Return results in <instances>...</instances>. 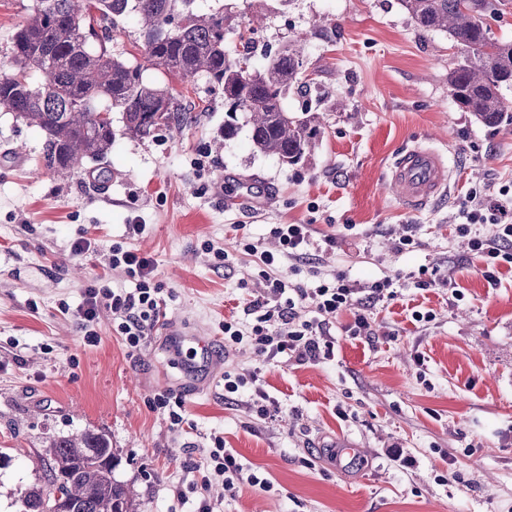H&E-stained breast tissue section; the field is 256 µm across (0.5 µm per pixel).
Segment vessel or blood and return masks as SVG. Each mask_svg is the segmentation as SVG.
Returning a JSON list of instances; mask_svg holds the SVG:
<instances>
[{"label": "vessel or blood", "mask_w": 512, "mask_h": 512, "mask_svg": "<svg viewBox=\"0 0 512 512\" xmlns=\"http://www.w3.org/2000/svg\"><path fill=\"white\" fill-rule=\"evenodd\" d=\"M386 178L403 206L419 211L445 193L448 159L440 149L417 143L395 157Z\"/></svg>", "instance_id": "vessel-or-blood-1"}]
</instances>
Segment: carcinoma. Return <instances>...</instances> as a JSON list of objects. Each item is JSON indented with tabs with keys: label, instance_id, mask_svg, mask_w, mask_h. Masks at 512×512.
<instances>
[{
	"label": "carcinoma",
	"instance_id": "obj_1",
	"mask_svg": "<svg viewBox=\"0 0 512 512\" xmlns=\"http://www.w3.org/2000/svg\"><path fill=\"white\" fill-rule=\"evenodd\" d=\"M424 32H444L464 49L448 69L455 105L489 127L512 126L503 90L512 88V39L495 37L482 16L503 0H399ZM128 15L139 27L144 64L129 65L108 46L110 32ZM180 20L174 24V20ZM255 28L222 9L202 13L196 0H34L17 25L11 70L0 74V105L38 131L44 166L64 178L85 160L112 152V113L125 133L140 139L159 131L180 134L191 123L180 99L143 78L146 69L183 79L204 75L224 100L223 138L250 126L254 148L281 164L305 162L321 137L314 109L296 116L284 107L293 88L310 87L304 68L306 38L253 64ZM235 32L237 56L224 49ZM44 485L21 490V512H135L131 486L115 479L117 457L105 434L84 430L52 441Z\"/></svg>",
	"mask_w": 512,
	"mask_h": 512
}]
</instances>
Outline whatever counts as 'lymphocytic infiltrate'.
Masks as SVG:
<instances>
[{
    "label": "lymphocytic infiltrate",
    "mask_w": 512,
    "mask_h": 512,
    "mask_svg": "<svg viewBox=\"0 0 512 512\" xmlns=\"http://www.w3.org/2000/svg\"><path fill=\"white\" fill-rule=\"evenodd\" d=\"M461 221L459 233H469L471 225L492 224L496 235L491 239L473 238L471 249L484 261L485 275L494 278L500 263L512 265V222L508 221L507 209L501 203L483 202L477 205L462 202L459 206ZM109 263L112 267L125 268L138 284L133 291L111 290L89 284L84 291V300L77 310V316L84 332L83 339L93 345L98 334L93 324L100 307L111 309L118 320L117 330L131 349H138L149 331L166 316L164 302L160 296L161 287L155 284L156 265L152 258L141 255L137 250L119 244L109 250ZM392 286L391 279L384 278L367 284L347 280L344 274H337L335 285L321 284L312 289H296L292 298L285 303L269 304L266 301L251 302L248 312L254 317L250 330H243L236 320L224 322L221 331L224 344L228 347L246 345L267 354L268 358L281 355L296 360L318 361L330 358L334 344L327 340L331 318L349 310L353 321L346 327L349 335L369 336L371 324L363 309L368 301L383 299ZM312 299L318 316L312 320L300 319L296 312L297 300ZM248 390L253 394L252 405L263 416L275 412L277 405L265 388L262 368L247 371H228L224 374V391L236 394ZM211 471L200 472L192 486L199 501L194 512H211L208 491L211 473L224 478V492L235 495L242 484L271 490L268 479L258 477L252 470L244 468L234 449L225 447L223 437H215L214 447L209 453Z\"/></svg>",
    "instance_id": "lymphocytic-infiltrate-1"
}]
</instances>
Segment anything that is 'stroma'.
Instances as JSON below:
<instances>
[{"mask_svg":"<svg viewBox=\"0 0 512 512\" xmlns=\"http://www.w3.org/2000/svg\"><path fill=\"white\" fill-rule=\"evenodd\" d=\"M197 5L264 15L255 40L274 53L307 36L311 93L326 99L323 137L307 161L283 166L254 149L248 125L220 141L224 100L205 77L150 69L144 79L172 89L194 121L179 135L138 139L113 113L104 190L90 160L65 179L46 172L40 134L0 105V452L11 458L0 468V512H20L19 492L41 480L38 457L54 437L85 429L109 438L114 476L132 485L138 512L195 502L194 468L217 435L273 488L246 485L228 498L212 475V512H512V265L486 279L470 236L456 229L469 194L512 203V127L457 109L448 68L460 47L418 29L399 0ZM415 143L446 150L452 173L447 196L419 212L384 181ZM275 224L312 230L305 255L275 268L286 282L311 288L340 272L363 284L392 279L394 297L368 308L371 338L348 336L345 311L330 326L334 355L321 362L225 349L220 323H251L248 305L267 297L263 265L242 243L280 253ZM406 235L413 245L398 249ZM81 236L98 246L76 256ZM115 243L155 260L167 302L166 319L136 350L110 309L99 312L92 346L75 315L94 279L134 289L109 264ZM422 267L447 286L415 288L410 276ZM418 312L431 320L415 321ZM173 330L208 339L210 371L178 368ZM252 366L264 371L273 415H258L247 394L224 393L225 371ZM169 393L184 400L192 430L157 407ZM341 439L355 455L334 454ZM397 449L409 466L391 460Z\"/></svg>","mask_w":512,"mask_h":512,"instance_id":"obj_1","label":"stroma"}]
</instances>
